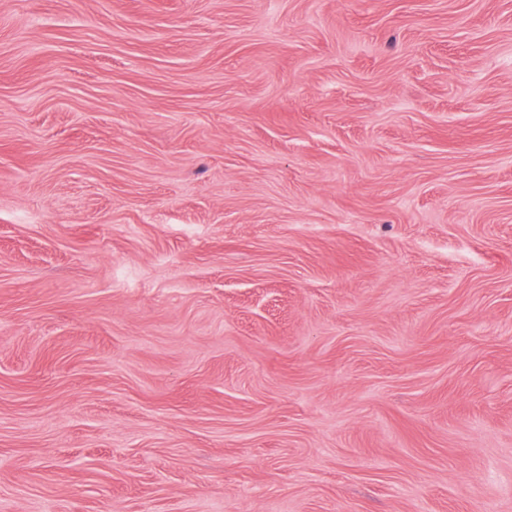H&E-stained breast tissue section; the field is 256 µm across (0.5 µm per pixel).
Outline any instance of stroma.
<instances>
[{
  "mask_svg": "<svg viewBox=\"0 0 512 512\" xmlns=\"http://www.w3.org/2000/svg\"><path fill=\"white\" fill-rule=\"evenodd\" d=\"M0 512H512V0H0Z\"/></svg>",
  "mask_w": 512,
  "mask_h": 512,
  "instance_id": "obj_1",
  "label": "stroma"
}]
</instances>
